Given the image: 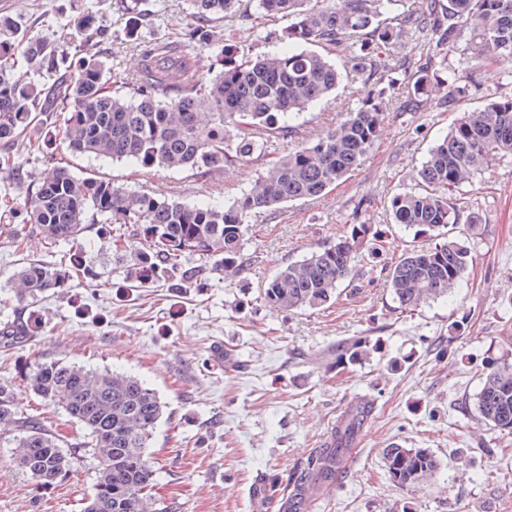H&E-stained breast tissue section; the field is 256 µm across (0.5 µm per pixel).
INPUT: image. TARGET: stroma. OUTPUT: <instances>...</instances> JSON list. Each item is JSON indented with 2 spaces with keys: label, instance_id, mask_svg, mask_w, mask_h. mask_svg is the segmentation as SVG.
Instances as JSON below:
<instances>
[{
  "label": "stroma",
  "instance_id": "1",
  "mask_svg": "<svg viewBox=\"0 0 512 512\" xmlns=\"http://www.w3.org/2000/svg\"><path fill=\"white\" fill-rule=\"evenodd\" d=\"M83 7L107 15L112 38L100 50L127 80L139 69V43L177 40L195 22L185 0H149L155 25L130 37L118 0H83ZM252 11L246 2L214 26L239 60L283 48L287 18L244 21ZM0 13L19 18L34 37L75 17L69 0H0ZM477 79L480 90L464 108L481 106L489 94L512 95V64L488 65ZM365 93L362 78L344 72L335 94L300 117L297 134L260 136V153L208 175L75 155L48 142L0 173V217L21 208L31 178L51 173L55 156L79 177L169 201L223 204L270 163L356 110ZM442 95L432 89L427 104L414 107L405 88L391 91L379 139L345 179L316 199L250 217L243 269L230 279L213 272L212 259L190 255L184 263L201 269L200 287L161 281L146 288L135 276L133 252L112 251L103 225H90L75 241L51 242L33 225L0 220V326L38 322L27 341L0 347V384L15 388L23 414L51 417L60 438L75 444L83 428L23 385V366L60 361L143 380L167 404L152 440L157 512H279L278 499L254 496L256 480L266 475L286 488L360 396L373 401V413L342 465L337 492L316 500L313 512H512V432L488 428L474 408L485 363L512 359V156L453 194L482 218L468 238L473 261L453 296L403 311L387 289L391 263L429 241L394 224L389 201L421 188L417 172L429 149L456 123L459 114ZM360 224L374 238L361 245L353 280L334 301L283 313L265 305L269 277ZM79 248L95 279L50 290L32 304L17 301V268ZM359 337L374 344L370 358L337 367V347ZM218 342L220 363L211 353ZM392 443L429 449L441 462L436 479L410 489L394 484L381 456ZM14 454L0 447V512H83L95 478L89 456H77L72 474L43 491L14 471Z\"/></svg>",
  "mask_w": 512,
  "mask_h": 512
}]
</instances>
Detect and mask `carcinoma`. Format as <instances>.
Instances as JSON below:
<instances>
[{
    "label": "carcinoma",
    "mask_w": 512,
    "mask_h": 512,
    "mask_svg": "<svg viewBox=\"0 0 512 512\" xmlns=\"http://www.w3.org/2000/svg\"><path fill=\"white\" fill-rule=\"evenodd\" d=\"M196 24L175 43L139 48L140 67L130 82L116 86L108 61L98 50L109 38L103 20L85 15L68 31L28 37L17 19L0 14V145L40 150L57 138L72 153L141 166L217 171L255 153L260 143L249 130L297 132L302 111L336 89L340 69L329 56L343 53L361 75L367 92L361 106L316 142L276 161L241 197L224 206L169 202L142 191L126 192L111 182L79 178L58 165L31 185L20 212L51 241L79 239L90 224L112 225L115 243L135 233L139 279L167 276L181 287L197 283L200 271L187 268V255L214 258L224 270L242 266L241 242L247 218L275 205L320 195L349 174L373 147L387 112V93L398 84L400 66L390 50L409 32L431 37L453 52L463 43L464 79L448 70V110L478 91L473 74L487 63L512 62V0H428L409 10L403 0H254L263 16L277 14L289 24L283 51L237 62L218 54L221 69L206 77L195 72L200 48L216 45L210 22L232 17L239 0H187ZM145 0H121L131 29L151 21ZM317 46L322 52L307 49ZM21 53L31 74L53 78L49 85L16 76ZM443 61L430 55L409 81L408 93L428 100L431 77ZM512 155V96L489 97L465 111L429 152L420 177L425 188L395 195L393 221L434 233L436 242L407 251L389 268L388 288L399 307L412 310L454 293L472 261L471 250L450 230L461 222L476 230L475 213L462 215L454 189L470 183L497 157ZM355 238H342L280 269L263 286L272 311L315 309L327 304L354 270ZM89 273L85 255L75 251L59 262L29 263L15 278L22 301L62 288ZM38 324L5 325L0 337L17 340ZM366 343L336 349V365H355ZM26 385L47 406L62 408L85 430L82 447L95 465L93 493L85 512H152L156 485L150 442L163 415L156 392L123 373L96 371L63 362L42 363L25 374ZM475 410L487 426L512 431V362L492 360L484 367ZM371 412L363 403L336 426V442L318 448L294 473L281 499L292 508L309 489L335 480L357 433ZM17 442L14 466L39 490H48L72 473L74 452L55 429L18 411L14 390L0 385V441ZM389 478L413 488L436 476L441 463L426 448L389 446L383 450Z\"/></svg>",
    "instance_id": "cac0c4a2"
}]
</instances>
